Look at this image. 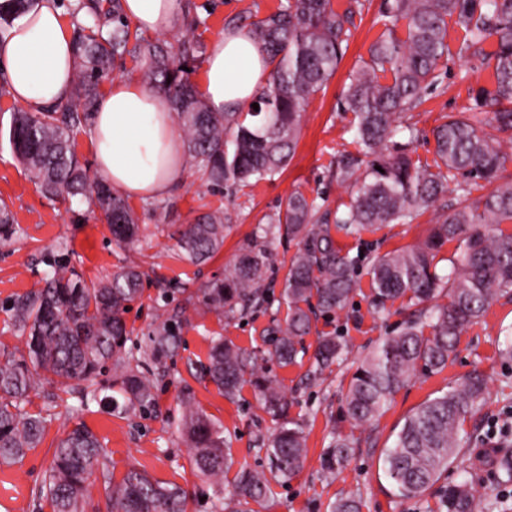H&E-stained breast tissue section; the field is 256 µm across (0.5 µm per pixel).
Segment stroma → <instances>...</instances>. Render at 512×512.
Segmentation results:
<instances>
[{
    "mask_svg": "<svg viewBox=\"0 0 512 512\" xmlns=\"http://www.w3.org/2000/svg\"><path fill=\"white\" fill-rule=\"evenodd\" d=\"M280 0H192L203 21L192 30L194 39L209 42L213 35L234 26L239 16L251 12L265 17ZM380 0H366L345 55L327 88L315 95L301 118V133L288 166L273 180L254 187L214 190L192 168L184 181L164 197L130 201L142 233L138 242L125 246L115 241L99 213L79 201H49L29 179L12 153L9 126L16 105L0 94V199L14 217L16 233L0 243V349L17 353L26 337L12 323L8 308L17 297L38 291L50 262L74 266L89 283L107 280L121 267L138 264L145 277L142 294L125 315L132 331L129 349L143 344L148 332L165 320L172 309L183 307L182 344L164 366L140 359L138 369L156 386V406L147 412L112 408L100 400H84L80 391L63 392L52 379L38 378L25 404L29 413L45 420V437L37 448L13 465H0V512H52L41 489L52 461L54 444L75 423H84L103 448L102 469L94 470L86 495L85 512H112L103 490V472L121 480L127 471L147 472L154 479L174 483L189 493L188 512H211V502L232 491L237 473L244 468L268 474L271 492L254 512H330L331 504L347 495L362 502V512H425L449 487L468 482L474 494L473 512H512V483L498 470L500 456L512 454V358L503 351L512 342V288L500 292L478 323L461 336L457 354L441 372L418 375L400 390L386 411L372 424L361 427L343 418V398L354 371L352 362L364 356L404 319L396 312L387 319L373 314L368 270L374 256L422 243L435 223L425 212L410 224H384L372 231L347 236L337 233L343 252L357 259L359 288L347 306L331 318L316 321L314 332L304 339L314 348L318 333L343 336L351 350L350 362L334 368L321 379L308 377L309 359L282 367L267 357L262 341L265 330L284 321L288 304L282 296L294 243L281 239L270 246L271 262L264 282L265 301L244 318L218 319L192 293L211 280L223 277L240 250L252 239L264 216L285 207L289 195L302 192L308 199L333 210L348 201L350 189L336 179V160L356 152L353 115L340 111L337 102L361 59L383 30ZM492 73L482 55L449 60L439 84L431 90L420 111L406 114L419 138L413 155L432 161V131L446 116L463 111L470 103L468 91L488 83ZM224 211V247L215 258L192 265L180 257L178 231L197 215ZM221 336L257 351L268 360L267 368L288 394L289 419L306 435L307 458L290 479L272 473L259 446L275 428L251 385L234 398L200 377L211 337ZM488 382L485 405L469 415L459 433L461 457L427 491L424 499L404 500L393 494L382 461L384 448L392 446L405 418L420 404L446 392L472 371ZM213 422L222 426L233 458L222 481L202 476L190 463L188 444L178 431L184 398ZM357 441L343 467L326 479L322 458L333 435Z\"/></svg>",
    "mask_w": 512,
    "mask_h": 512,
    "instance_id": "obj_1",
    "label": "stroma"
}]
</instances>
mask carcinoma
<instances>
[{
    "mask_svg": "<svg viewBox=\"0 0 512 512\" xmlns=\"http://www.w3.org/2000/svg\"><path fill=\"white\" fill-rule=\"evenodd\" d=\"M112 0V21L101 13L74 38L77 72L71 96L42 112L13 115L8 139L28 177L49 199L81 197L110 224L113 237L126 244L138 240V219L126 201L103 182H89L88 166L73 149L75 136L93 119L99 84L110 64L131 57L144 83L170 102L185 134L187 163L202 172L213 189L250 186L270 180L292 158L300 119L310 99L334 76L348 47L355 16L363 4L354 0L343 11L332 0H282L274 13L251 22L269 62L270 78L255 99L259 110L212 112L189 79L203 54V45L183 35L146 40L131 28ZM34 0H0V24L24 13ZM385 29L361 60L341 94L340 108L354 115L357 154L336 163V179L351 187L350 201L334 221L318 215V206L297 192L285 209L258 227L252 242L224 271V278L198 289L199 302L219 318L233 320L264 302L262 288L270 265L269 244L287 239L296 244L283 289L288 319L267 329L271 355L280 366L306 355L304 336L320 315L344 309L357 289L356 260L341 254L332 236L336 227L347 234L379 224H410L428 210L436 224L426 240L412 248L376 257L370 266L374 313L385 316L401 301L419 306L393 335L385 337L352 374L344 397V416L356 424L372 422L394 396L420 371L443 370L454 356L460 336L480 319L499 292L512 288V181H500L507 160L492 130H512V0H382ZM462 32L456 48L448 43V23ZM489 38L494 49L485 54L493 80L469 92L466 111L451 115L433 130V163L412 157L418 130L402 124L418 110L439 82L444 61L465 58ZM404 134L406 141L396 139ZM381 170H376V167ZM454 184L455 207L441 203ZM483 190L477 200L472 193ZM14 217L0 199V241L15 233ZM458 242V255L448 271L437 270L443 246ZM224 246V211L198 216L179 233V247L191 263L205 262ZM143 273L128 266L105 283L87 284L75 271L51 265L46 286L19 297L13 321L28 335L26 352L0 351V465H10L37 447L44 420L25 410L35 377L53 376L71 388L85 384L87 394L107 364L113 366L111 388L123 407L145 411L155 406L154 382L132 368L126 345L130 330L123 317L141 292ZM440 296L442 304L420 307ZM182 311L155 326L147 335L143 356L155 363L180 348ZM342 337H317L311 375L321 378L348 359ZM205 372L227 398L243 384L261 396L277 427L261 449L272 469L284 478L295 475L306 457L298 425L287 419V393L267 375L257 355L216 336L211 341ZM487 384L473 372L408 415L392 447L383 451V467L394 493L420 499L459 453L458 433L472 410L486 400ZM190 447V461L200 474L219 479L232 461L223 431L198 408L185 401L179 424ZM352 442L334 439L323 459L333 475L350 456ZM103 457L102 444L83 423L75 424L53 451L45 479L53 512H84L89 475ZM103 489L112 512H186L187 495L178 485L128 471L118 483L103 473ZM270 492L265 474L239 472L231 497L217 498L212 512H250ZM447 512H473L465 484L449 488ZM332 512H361L355 495L338 499Z\"/></svg>",
    "mask_w": 512,
    "mask_h": 512,
    "instance_id": "1",
    "label": "carcinoma"
}]
</instances>
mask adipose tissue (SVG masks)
<instances>
[{"instance_id": "ef3b65f1", "label": "adipose tissue", "mask_w": 512, "mask_h": 512, "mask_svg": "<svg viewBox=\"0 0 512 512\" xmlns=\"http://www.w3.org/2000/svg\"><path fill=\"white\" fill-rule=\"evenodd\" d=\"M138 30L165 34L182 20L181 0H121ZM77 59L55 0H35L0 36V72L10 99L39 112L71 94ZM271 65L255 34L230 28L209 42L199 92L214 112L247 111ZM90 145L100 175L125 199L165 196L183 176L182 137L167 98L141 82L113 81L99 99Z\"/></svg>"}]
</instances>
